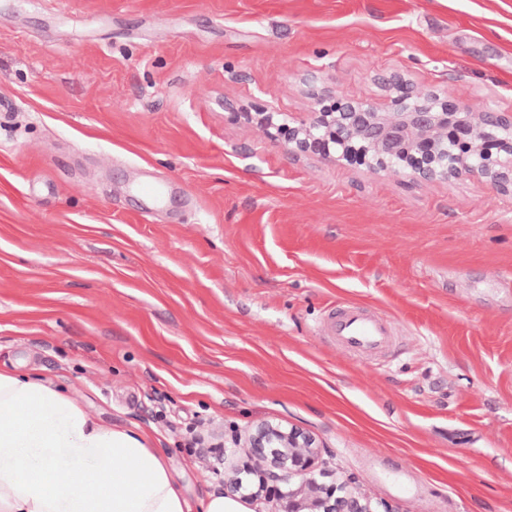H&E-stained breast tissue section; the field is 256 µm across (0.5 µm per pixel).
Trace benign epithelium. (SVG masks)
<instances>
[{"mask_svg":"<svg viewBox=\"0 0 512 512\" xmlns=\"http://www.w3.org/2000/svg\"><path fill=\"white\" fill-rule=\"evenodd\" d=\"M376 83L386 92L385 106L344 98L324 89L316 94L315 111L288 123L277 112H250L229 106L234 115L276 131L288 151L346 161L369 169H389L388 157L400 156L394 167L414 180L431 181L460 176L483 179L499 192H512V113L478 110L445 95L421 92L399 73H380ZM455 142L469 148L453 162L443 159L442 146ZM250 462L241 465L226 453L208 466L224 474V489H241L239 474L257 478V492L276 497L278 512H397L392 505L373 509L364 493L352 491L356 478L348 475L329 483L321 446L299 428L268 421L255 424L248 435Z\"/></svg>","mask_w":512,"mask_h":512,"instance_id":"1","label":"benign epithelium"}]
</instances>
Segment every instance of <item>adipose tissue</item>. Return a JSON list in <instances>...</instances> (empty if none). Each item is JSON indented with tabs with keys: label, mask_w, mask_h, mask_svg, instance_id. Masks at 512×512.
<instances>
[{
	"label": "adipose tissue",
	"mask_w": 512,
	"mask_h": 512,
	"mask_svg": "<svg viewBox=\"0 0 512 512\" xmlns=\"http://www.w3.org/2000/svg\"><path fill=\"white\" fill-rule=\"evenodd\" d=\"M0 512H249L182 494L145 436L94 421L42 381L0 370Z\"/></svg>",
	"instance_id": "ef3b65f1"
}]
</instances>
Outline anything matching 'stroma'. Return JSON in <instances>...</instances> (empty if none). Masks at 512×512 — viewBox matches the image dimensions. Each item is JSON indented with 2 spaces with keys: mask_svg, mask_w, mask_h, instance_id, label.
<instances>
[{
  "mask_svg": "<svg viewBox=\"0 0 512 512\" xmlns=\"http://www.w3.org/2000/svg\"><path fill=\"white\" fill-rule=\"evenodd\" d=\"M512 112V0H0V369L144 434L184 496L262 420L398 512H512V193L289 153L303 79ZM155 177L160 192L141 186ZM351 302L396 336L362 360ZM326 336H334L347 352L368 355L390 345L394 327L390 322L352 305L330 311L323 325Z\"/></svg>",
  "mask_w": 512,
  "mask_h": 512,
  "instance_id": "stroma-1",
  "label": "stroma"
}]
</instances>
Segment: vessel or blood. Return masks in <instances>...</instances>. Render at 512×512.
I'll list each match as a JSON object with an SVG mask.
<instances>
[{
	"label": "vessel or blood",
	"instance_id": "1",
	"mask_svg": "<svg viewBox=\"0 0 512 512\" xmlns=\"http://www.w3.org/2000/svg\"><path fill=\"white\" fill-rule=\"evenodd\" d=\"M324 335L334 337L347 352L370 354L388 347L394 336L390 322L352 305L330 311L324 325Z\"/></svg>",
	"mask_w": 512,
	"mask_h": 512
}]
</instances>
